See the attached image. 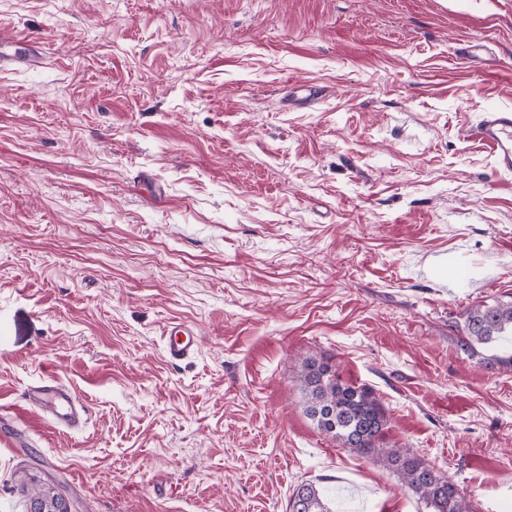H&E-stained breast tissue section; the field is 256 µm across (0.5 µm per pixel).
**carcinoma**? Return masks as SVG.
Here are the masks:
<instances>
[{
  "instance_id": "obj_1",
  "label": "carcinoma",
  "mask_w": 512,
  "mask_h": 512,
  "mask_svg": "<svg viewBox=\"0 0 512 512\" xmlns=\"http://www.w3.org/2000/svg\"><path fill=\"white\" fill-rule=\"evenodd\" d=\"M460 349L475 354V345L502 342L512 351V300L476 306L463 313ZM304 411L317 429L342 448L371 456L395 473L432 512H474L468 496L408 448H390L384 441L388 425L384 406L366 385L343 382L335 367L316 358L302 363L299 375ZM28 498L48 504L50 512H68L63 494L33 486ZM289 512H331L312 483L295 487Z\"/></svg>"
}]
</instances>
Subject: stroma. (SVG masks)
Returning a JSON list of instances; mask_svg holds the SVG:
<instances>
[{
	"mask_svg": "<svg viewBox=\"0 0 512 512\" xmlns=\"http://www.w3.org/2000/svg\"><path fill=\"white\" fill-rule=\"evenodd\" d=\"M494 108L512 0H0V512L26 475L71 512H288L303 482L428 512L304 414L309 357L512 512V367L458 346L512 298V175L468 134ZM49 377L81 430L27 403ZM165 353L172 363L193 357L198 349V336L195 329L187 324H174L166 331Z\"/></svg>",
	"mask_w": 512,
	"mask_h": 512,
	"instance_id": "35a3bbf8",
	"label": "stroma"
}]
</instances>
